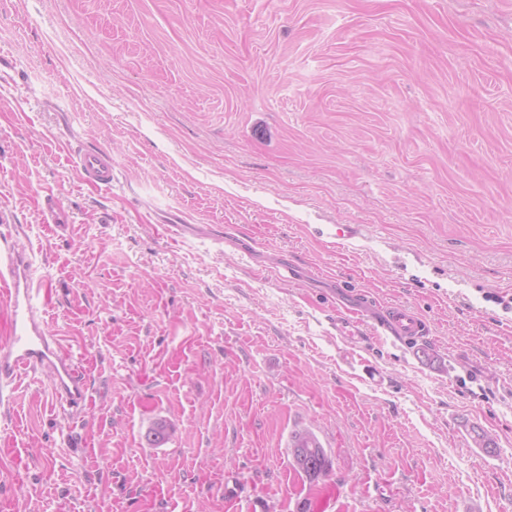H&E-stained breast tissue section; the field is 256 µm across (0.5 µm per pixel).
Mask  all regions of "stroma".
<instances>
[{
	"label": "stroma",
	"mask_w": 512,
	"mask_h": 512,
	"mask_svg": "<svg viewBox=\"0 0 512 512\" xmlns=\"http://www.w3.org/2000/svg\"><path fill=\"white\" fill-rule=\"evenodd\" d=\"M9 246L90 391L0 394V512H512V0H0ZM75 170L83 182L102 189L112 187V155L99 147L81 150L76 156ZM377 334H391L405 344H413L426 336L428 326L425 319L403 306L387 310L383 318L376 320ZM291 447L301 448L299 452L292 450L293 467L310 480L326 477L330 471V462L325 449L315 433L307 428L292 432Z\"/></svg>",
	"instance_id": "35a3bbf8"
}]
</instances>
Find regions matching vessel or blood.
Masks as SVG:
<instances>
[{
	"label": "vessel or blood",
	"instance_id": "vessel-or-blood-1",
	"mask_svg": "<svg viewBox=\"0 0 512 512\" xmlns=\"http://www.w3.org/2000/svg\"><path fill=\"white\" fill-rule=\"evenodd\" d=\"M75 170L83 182L102 189L112 186V156L88 147L81 150ZM34 261L19 248L0 251V303L10 311L8 341L0 344V389L23 374L47 372L57 399L78 409L84 406L90 385L78 354L63 350L61 340L48 331L44 320L43 286L33 274ZM377 334H391L404 343L421 340L428 326L420 315L403 306L388 309L377 320Z\"/></svg>",
	"mask_w": 512,
	"mask_h": 512
}]
</instances>
